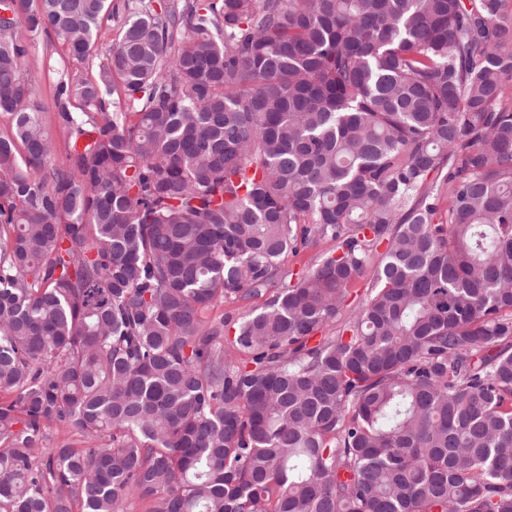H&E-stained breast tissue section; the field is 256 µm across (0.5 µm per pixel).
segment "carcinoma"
<instances>
[{
    "label": "carcinoma",
    "mask_w": 512,
    "mask_h": 512,
    "mask_svg": "<svg viewBox=\"0 0 512 512\" xmlns=\"http://www.w3.org/2000/svg\"><path fill=\"white\" fill-rule=\"evenodd\" d=\"M10 8L0 512H512L507 0ZM30 54L31 65L28 70V76L36 85L39 101L44 107L43 119L60 148L55 157V164H62L64 160L63 147L67 133L55 122L54 94L58 74L49 71L48 66L42 64V60L52 55L53 60L57 63L56 65L60 67L64 62L67 63V59L57 40L49 38L44 34L35 40V47L32 48ZM335 242L325 239L317 243L313 248H309L296 256L288 255L284 260L285 269L298 272L301 269H307L312 265V259L329 253L334 249Z\"/></svg>",
    "instance_id": "cac0c4a2"
}]
</instances>
